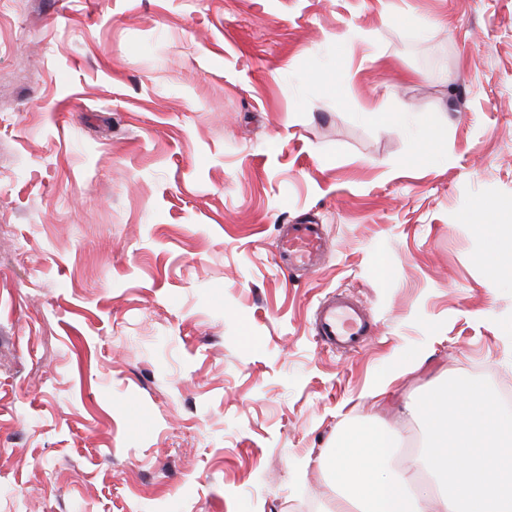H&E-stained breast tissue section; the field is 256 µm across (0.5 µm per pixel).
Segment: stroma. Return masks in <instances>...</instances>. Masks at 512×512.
Wrapping results in <instances>:
<instances>
[{
  "instance_id": "stroma-1",
  "label": "stroma",
  "mask_w": 512,
  "mask_h": 512,
  "mask_svg": "<svg viewBox=\"0 0 512 512\" xmlns=\"http://www.w3.org/2000/svg\"><path fill=\"white\" fill-rule=\"evenodd\" d=\"M508 199L512 0H0V512H327L340 422L512 385ZM420 155L433 156L442 146V129L433 119L425 124V134L420 139ZM276 247L285 265L310 270L324 253L327 240L321 224H286ZM494 277L512 275V238L495 242L486 257ZM314 325L318 342L333 352L358 351L372 335L363 308L342 291L319 302Z\"/></svg>"
}]
</instances>
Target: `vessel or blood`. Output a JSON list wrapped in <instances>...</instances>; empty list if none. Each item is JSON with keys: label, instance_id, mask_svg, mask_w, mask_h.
<instances>
[{"label": "vessel or blood", "instance_id": "vessel-or-blood-1", "mask_svg": "<svg viewBox=\"0 0 512 512\" xmlns=\"http://www.w3.org/2000/svg\"><path fill=\"white\" fill-rule=\"evenodd\" d=\"M327 247L321 225H285L277 240L281 261L290 267L309 270L315 267ZM318 341L334 352L358 351L371 335L363 308L342 291L328 294L315 312Z\"/></svg>", "mask_w": 512, "mask_h": 512}]
</instances>
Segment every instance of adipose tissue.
Wrapping results in <instances>:
<instances>
[{"mask_svg": "<svg viewBox=\"0 0 512 512\" xmlns=\"http://www.w3.org/2000/svg\"><path fill=\"white\" fill-rule=\"evenodd\" d=\"M480 395L477 384L445 383L406 401L427 445L410 462L394 429L343 428L319 462L336 484L330 512H512V418L486 405L471 418L458 412Z\"/></svg>", "mask_w": 512, "mask_h": 512, "instance_id": "ef3b65f1", "label": "adipose tissue"}]
</instances>
